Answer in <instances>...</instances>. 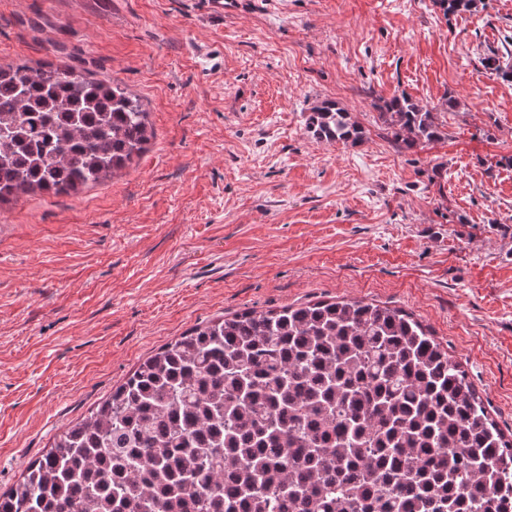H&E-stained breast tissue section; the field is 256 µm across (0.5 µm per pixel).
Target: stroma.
I'll return each mask as SVG.
<instances>
[{"mask_svg":"<svg viewBox=\"0 0 512 512\" xmlns=\"http://www.w3.org/2000/svg\"><path fill=\"white\" fill-rule=\"evenodd\" d=\"M0 0V64L136 95L121 174L0 207V492L159 348L244 310L357 299L421 320L512 435V0ZM443 135L397 148L398 94ZM330 100L364 131L325 142ZM305 125L316 138L326 142L352 144L362 140L363 130L351 121L336 102H322L305 112Z\"/></svg>","mask_w":512,"mask_h":512,"instance_id":"stroma-1","label":"stroma"}]
</instances>
